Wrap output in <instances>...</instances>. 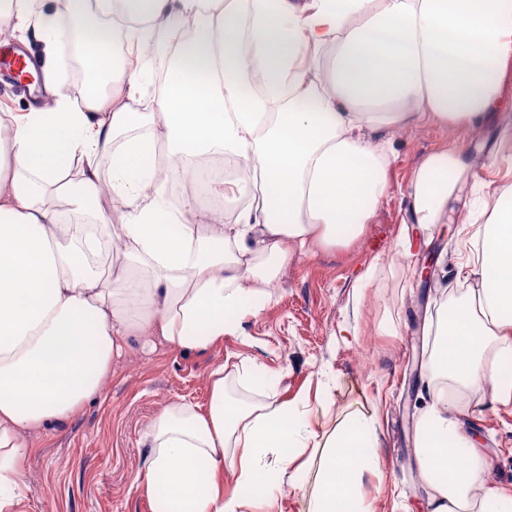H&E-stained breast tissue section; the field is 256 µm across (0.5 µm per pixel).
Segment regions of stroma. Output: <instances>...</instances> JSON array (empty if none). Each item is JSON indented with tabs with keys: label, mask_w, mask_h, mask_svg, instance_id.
Segmentation results:
<instances>
[{
	"label": "stroma",
	"mask_w": 512,
	"mask_h": 512,
	"mask_svg": "<svg viewBox=\"0 0 512 512\" xmlns=\"http://www.w3.org/2000/svg\"><path fill=\"white\" fill-rule=\"evenodd\" d=\"M394 144L391 191L363 232L348 245L296 255L243 334L226 333L205 351L177 349L142 332L125 337L100 393L75 418L31 436L19 483L21 512H157L140 480L148 454L139 445L142 434L169 403L207 411L209 373L219 366L227 391L255 404L293 402L320 434L354 414L373 417L382 473L366 483V498L382 512L400 502L424 512L414 436L418 394L436 341L425 321L466 290L455 271L470 244L462 224L447 223L403 253L405 191L422 158L449 146L472 158L471 201L512 189V110L498 113L480 136L432 123L397 130ZM494 144L502 156L492 166L485 155ZM428 263L435 273L424 282L415 271ZM372 266L373 280L356 290ZM242 365L254 377L247 386L235 377ZM461 424L465 433L481 437L493 482L512 488V404L494 401L487 390L468 395ZM301 458L307 466L298 485L284 487L274 512H306L320 461L307 450Z\"/></svg>",
	"instance_id": "stroma-1"
}]
</instances>
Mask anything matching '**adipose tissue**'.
<instances>
[{
	"label": "adipose tissue",
	"mask_w": 512,
	"mask_h": 512,
	"mask_svg": "<svg viewBox=\"0 0 512 512\" xmlns=\"http://www.w3.org/2000/svg\"><path fill=\"white\" fill-rule=\"evenodd\" d=\"M128 60L116 61L99 15L114 0H68L85 43L86 73L122 91L73 96L55 80L54 49L66 33L42 0H7L0 31L28 27L43 45L50 94L30 112L0 117V512H14L26 432L63 423L99 394L122 337L149 332L206 350L225 330L258 317L279 268L316 247L360 235L388 196L394 133L426 123L476 130L491 123L512 79V0H123ZM196 19L168 49L156 81L144 52L153 31ZM265 72L268 94L249 93ZM153 89L150 111L131 102ZM240 158L243 179L225 199L250 197L234 223L223 213L195 224L193 198L172 202L170 176L195 160ZM109 159V175L100 163ZM470 168L457 147L426 155L405 197L409 229L432 233L462 215ZM125 208L112 213L109 203ZM473 252L474 276L436 319L437 348L415 435L426 512H512V489L487 482L488 462L460 431V402L491 389L512 402L499 371L512 355V193L490 195ZM265 253L268 266L251 260ZM207 414L166 406L145 430L143 479L160 505L181 512H259L316 435L306 412L231 400L224 370L209 374ZM374 419L338 424L323 444L307 512H373L364 495L380 476ZM232 461H225V449ZM237 490L225 494V473Z\"/></svg>",
	"instance_id": "ef3b65f1"
}]
</instances>
